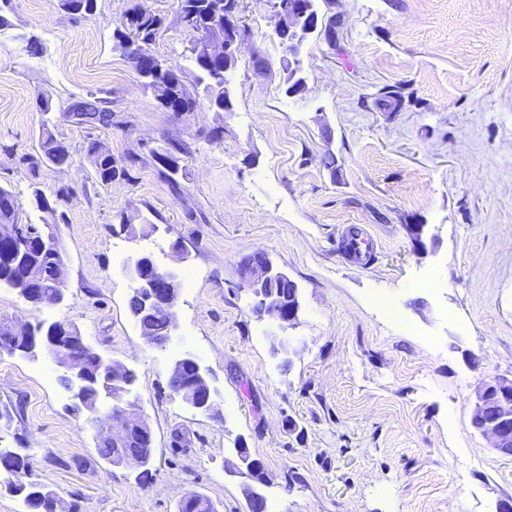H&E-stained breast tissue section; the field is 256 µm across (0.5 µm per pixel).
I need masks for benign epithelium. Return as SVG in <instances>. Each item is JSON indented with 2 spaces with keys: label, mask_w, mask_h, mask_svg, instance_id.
<instances>
[{
  "label": "benign epithelium",
  "mask_w": 512,
  "mask_h": 512,
  "mask_svg": "<svg viewBox=\"0 0 512 512\" xmlns=\"http://www.w3.org/2000/svg\"><path fill=\"white\" fill-rule=\"evenodd\" d=\"M274 9L275 33L278 36L288 33V43L284 44V48L296 64L291 71V80L293 86L299 88L303 85V79L298 77V56L308 35L317 29L318 12L312 0H274ZM240 14L241 0H226L224 33L198 31L191 43V53L196 55L203 51L215 60H238L241 45ZM129 48L134 51L136 66L142 72L157 73L166 67L165 62L152 52L139 49L136 43H129ZM408 231L421 252L428 251V244L435 243L434 237L427 236L423 224H411ZM1 250L13 258L15 266L20 270L18 281L25 285H38L42 279L41 272L31 263V251L53 252L56 257L53 266L56 291L42 297V301L50 305L64 303L65 259L57 240L45 237L35 239L25 232L21 224H1ZM127 273L134 283L133 294L141 296L145 307L150 311L163 314L169 321V333L163 341L157 342L147 334L144 338L158 346L170 343L179 328L178 274L172 269L157 265L146 254L132 259ZM246 274L257 298L258 312L271 316L282 325H291L298 320L301 308L299 302H279L262 294L261 282L264 279L287 281L289 277L285 272L273 267L268 258L259 254L250 262ZM23 336L28 342V348L25 349L28 356L46 353L56 360L63 374L69 379L67 389L73 391L75 411L87 413V422L96 426L99 434L108 439L117 451H122L128 437L135 434L144 443L148 455L154 456V436L134 391H123L121 400L113 403L108 413L101 412L102 401L112 398V379L127 371L125 365L108 360L95 379H86L81 356L84 340L75 332L74 326L62 321L48 324L46 332L41 336L29 335V327L25 324L8 325L6 335L0 337V347L9 349ZM184 367L193 368L195 385L193 389L181 393L180 398L195 411L212 414L215 405L207 370L192 353L185 352L173 363L170 378H175ZM473 411L482 415L490 414L481 434L492 440L493 451L501 455L504 449L512 447V376L493 375L482 378L476 386Z\"/></svg>",
  "instance_id": "7a95c632"
}]
</instances>
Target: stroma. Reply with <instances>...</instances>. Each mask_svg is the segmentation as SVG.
Segmentation results:
<instances>
[{"instance_id":"stroma-1","label":"stroma","mask_w":512,"mask_h":512,"mask_svg":"<svg viewBox=\"0 0 512 512\" xmlns=\"http://www.w3.org/2000/svg\"><path fill=\"white\" fill-rule=\"evenodd\" d=\"M133 7L160 18L152 50L183 71L194 111H164L114 50ZM315 7L320 28L299 58L305 84L291 94L270 0H243L246 33L228 75L235 107L218 112L196 80L178 0H97L86 16L60 0H0L11 22L0 31V186L15 195L20 223L48 225L59 240L68 294L36 307L1 285L0 318L68 321L134 369L155 440L143 488L99 456L53 357L0 352V446L26 456L66 512H178L191 493L217 512H249L241 446L262 464L260 491L280 512L512 503V458L471 423L479 379L512 373V0ZM91 95L111 126L72 115ZM46 126L67 145L68 165L31 166ZM217 127L223 137L210 139ZM94 142L124 177L97 181ZM170 147L173 180L154 157ZM36 189L50 211L33 204ZM410 224L435 234L426 254ZM353 225L375 242L369 260L344 255ZM118 251L194 273L166 347L147 343L131 316ZM258 251L297 283L295 325L254 312L242 266ZM186 350L209 370L216 415L169 388Z\"/></svg>"}]
</instances>
